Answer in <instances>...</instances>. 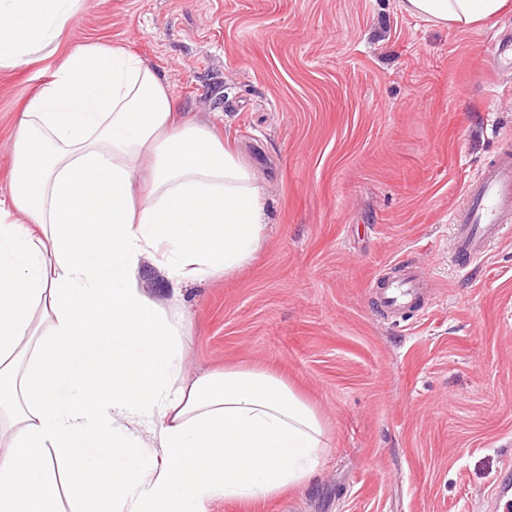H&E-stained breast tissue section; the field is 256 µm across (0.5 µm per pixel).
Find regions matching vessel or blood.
<instances>
[{
  "instance_id": "1",
  "label": "vessel or blood",
  "mask_w": 512,
  "mask_h": 512,
  "mask_svg": "<svg viewBox=\"0 0 512 512\" xmlns=\"http://www.w3.org/2000/svg\"><path fill=\"white\" fill-rule=\"evenodd\" d=\"M491 60L500 69L512 68V33L490 46ZM464 205L451 211L452 253L461 275H468L507 225L505 212L512 210V153L500 154L482 168L464 187ZM378 305L382 312L404 311L420 302L427 278L410 265L398 275L376 280Z\"/></svg>"
}]
</instances>
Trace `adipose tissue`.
<instances>
[{
	"label": "adipose tissue",
	"instance_id": "1",
	"mask_svg": "<svg viewBox=\"0 0 512 512\" xmlns=\"http://www.w3.org/2000/svg\"><path fill=\"white\" fill-rule=\"evenodd\" d=\"M83 0H0V68L52 56ZM461 29L512 0H404ZM120 44L70 52L26 99L0 195V512H209L305 485L317 409L259 367L186 371L178 285L258 253L256 173ZM141 275L146 288H151L159 297H168L169 288H172L169 282H167L161 274L158 272L156 267L150 262L145 261L142 266Z\"/></svg>",
	"mask_w": 512,
	"mask_h": 512
}]
</instances>
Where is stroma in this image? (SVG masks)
Listing matches in <instances>:
<instances>
[{
  "label": "stroma",
  "instance_id": "obj_1",
  "mask_svg": "<svg viewBox=\"0 0 512 512\" xmlns=\"http://www.w3.org/2000/svg\"><path fill=\"white\" fill-rule=\"evenodd\" d=\"M508 12L460 30L402 0H85L54 56L0 69V194L24 101L89 42L126 45L254 168L267 224L254 261L183 283L191 373L288 376L330 435L304 486L210 512H512V235L469 276L448 253L467 181L512 151ZM404 260L431 306L387 319L372 284ZM491 60L499 69L512 68V33L499 37L490 46Z\"/></svg>",
  "mask_w": 512,
  "mask_h": 512
}]
</instances>
